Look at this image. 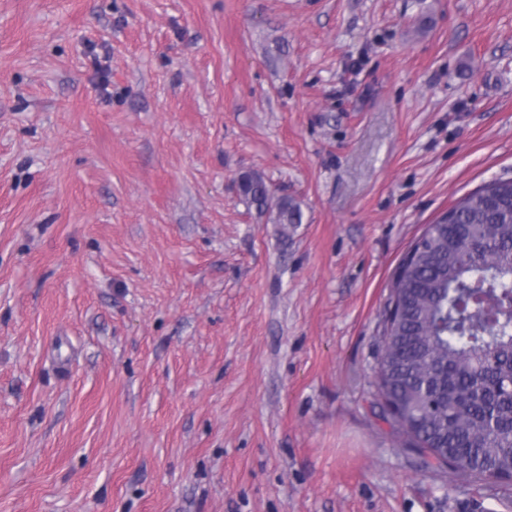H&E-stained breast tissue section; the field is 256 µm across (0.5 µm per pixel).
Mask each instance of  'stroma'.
Returning <instances> with one entry per match:
<instances>
[{
	"label": "stroma",
	"instance_id": "1",
	"mask_svg": "<svg viewBox=\"0 0 512 512\" xmlns=\"http://www.w3.org/2000/svg\"><path fill=\"white\" fill-rule=\"evenodd\" d=\"M499 177L512 0H0V512H512L373 397L400 259ZM237 186L244 200L258 211L263 212L269 208L271 192L262 176L256 173L241 174ZM276 224H298L302 221V211L300 206L292 199L282 196L275 203Z\"/></svg>",
	"mask_w": 512,
	"mask_h": 512
}]
</instances>
